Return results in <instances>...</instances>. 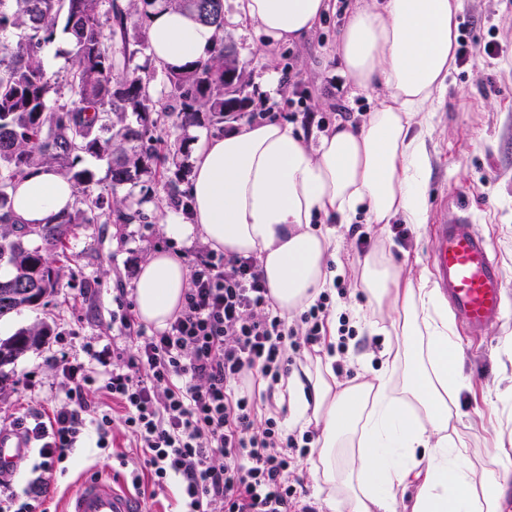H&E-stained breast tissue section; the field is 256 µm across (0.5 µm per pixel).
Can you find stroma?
Listing matches in <instances>:
<instances>
[{
  "instance_id": "obj_1",
  "label": "stroma",
  "mask_w": 512,
  "mask_h": 512,
  "mask_svg": "<svg viewBox=\"0 0 512 512\" xmlns=\"http://www.w3.org/2000/svg\"><path fill=\"white\" fill-rule=\"evenodd\" d=\"M335 11L321 21L307 38L281 43L240 21L238 0H224V41L237 52L251 99L250 111H265L290 124L308 144H316L321 132L304 127L303 112L331 113L333 104L349 109L352 124H359L376 105V92L354 93L336 56V42L350 11L364 0H334ZM459 34L471 42H497L499 57H482L455 67L446 94L436 105L428 142L431 173L428 183L429 220L425 228L406 225V236L397 239L392 225L369 223L359 215L355 224H335L336 255L328 266L344 272L346 297H332L331 319L348 314L356 334L340 354L344 379L360 374L359 359L379 368L385 336L359 318L366 299L356 271L361 258L355 237L366 234L371 243L385 242L395 264L406 268L430 266L438 244L437 226L467 210L475 231L489 243L507 275L512 276V0H461ZM280 76L296 73L297 96L287 85L275 94L261 92L267 71ZM149 202L141 205L140 218L128 224H89L70 242L71 261L59 284L36 310H24L0 320V336L22 328L48 323L51 334L45 345L29 351L14 367L7 396L0 397V420L35 413L50 416L65 406V379L53 366V358H82L86 345L102 348L123 342L124 329L115 313L117 289H133L143 262L158 251L180 257L191 265L202 248L200 237L177 240L168 237L165 222L180 209L170 200L167 178L156 175L145 182ZM502 320L484 330L459 327L463 341L462 375L486 398L512 387V360L504 352L512 341V291L506 298ZM497 418L485 416L484 400L462 397L458 433L474 451H482L493 429L512 430V402L498 405ZM112 446H95L94 432H87L73 448L65 473L55 474L44 499L49 512H63L64 500L80 481L94 471L108 470L117 485L131 489V469L117 456L129 453L135 441L121 420L111 428ZM133 489V488H132Z\"/></svg>"
}]
</instances>
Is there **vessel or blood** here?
<instances>
[{
    "instance_id": "obj_1",
    "label": "vessel or blood",
    "mask_w": 512,
    "mask_h": 512,
    "mask_svg": "<svg viewBox=\"0 0 512 512\" xmlns=\"http://www.w3.org/2000/svg\"><path fill=\"white\" fill-rule=\"evenodd\" d=\"M438 241L432 262L457 320L474 330L499 321L512 282L486 240L474 231L469 214L441 224ZM29 450L16 435L0 434V472L13 470ZM66 512H140V506L130 495L115 490L111 479L94 475L70 495Z\"/></svg>"
}]
</instances>
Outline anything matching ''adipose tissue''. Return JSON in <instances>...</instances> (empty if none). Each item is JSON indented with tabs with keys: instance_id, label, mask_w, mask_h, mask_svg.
Listing matches in <instances>:
<instances>
[{
	"instance_id": "ef3b65f1",
	"label": "adipose tissue",
	"mask_w": 512,
	"mask_h": 512,
	"mask_svg": "<svg viewBox=\"0 0 512 512\" xmlns=\"http://www.w3.org/2000/svg\"><path fill=\"white\" fill-rule=\"evenodd\" d=\"M329 0H239L240 17L275 41L309 35ZM460 0H369L353 11L336 43L357 92L381 90L360 125L337 124L310 147L279 120L239 122L195 149L189 219L170 216L175 239L194 235L212 250L258 258L281 314L309 308L330 288L331 232L318 221L353 223L428 218L431 107L448 88L457 49ZM150 54L180 66L206 56L212 26L163 9L150 20ZM11 210L22 224H45L74 202L71 184L42 168L17 182ZM188 271L156 252L134 283L138 319L166 327L180 310ZM371 325L387 336L373 379L339 381L334 357L304 365L281 382L292 428H321L310 459L327 512H391L414 491L411 512H512V473L494 455L471 456L454 426L461 345L448 303L427 270L417 277L378 245L359 262Z\"/></svg>"
}]
</instances>
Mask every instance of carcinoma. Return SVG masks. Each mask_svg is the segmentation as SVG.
<instances>
[{
    "mask_svg": "<svg viewBox=\"0 0 512 512\" xmlns=\"http://www.w3.org/2000/svg\"><path fill=\"white\" fill-rule=\"evenodd\" d=\"M162 7L190 12L217 38L207 56L161 66L166 83L159 103L151 65H131L138 50L130 48L128 31L132 21L148 41V22ZM8 30L19 36L0 53V268L10 270L0 278V319L43 305L81 227L140 215L122 206L160 160L158 121L176 129L204 118L222 123L249 105L236 52L224 45V0H0V32ZM61 34L70 44L62 77L49 74L43 58ZM85 155L109 159L108 184L81 167ZM41 167L72 184L74 205L49 224H18L9 190ZM48 335L41 324L0 338V395L12 368Z\"/></svg>",
    "mask_w": 512,
    "mask_h": 512,
    "instance_id": "cac0c4a2",
    "label": "carcinoma"
}]
</instances>
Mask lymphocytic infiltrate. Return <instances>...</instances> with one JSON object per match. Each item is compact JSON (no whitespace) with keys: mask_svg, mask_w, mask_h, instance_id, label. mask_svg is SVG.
<instances>
[{"mask_svg":"<svg viewBox=\"0 0 512 512\" xmlns=\"http://www.w3.org/2000/svg\"><path fill=\"white\" fill-rule=\"evenodd\" d=\"M334 288L345 294L344 280ZM331 294L322 293L296 328L274 306L256 258L198 251L183 306L165 329L149 335L122 317L133 349L89 346L87 362L57 360L68 380L66 406L46 420L0 423V430L21 432L49 473L68 459L88 417L97 419V447L108 448L112 416L88 398L96 385L122 408L153 485L180 482L184 512H316L294 472L310 434H287L276 417L258 418L255 396L234 385L258 375L275 391L288 375L290 351L317 343ZM99 364L108 369L102 379Z\"/></svg>","mask_w":512,"mask_h":512,"instance_id":"f902f5d3","label":"lymphocytic infiltrate"}]
</instances>
